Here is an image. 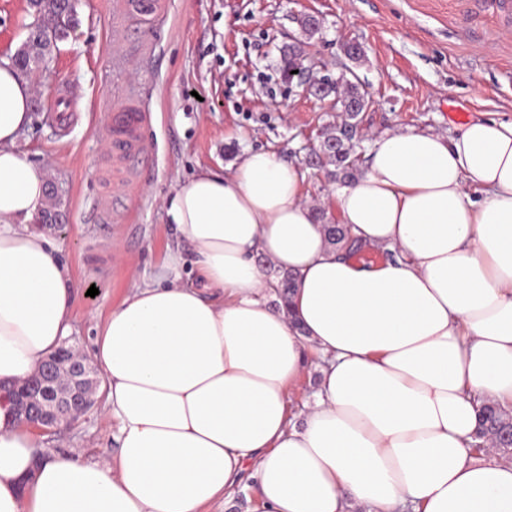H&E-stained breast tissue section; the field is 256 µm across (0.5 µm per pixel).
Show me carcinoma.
Wrapping results in <instances>:
<instances>
[{
    "mask_svg": "<svg viewBox=\"0 0 512 512\" xmlns=\"http://www.w3.org/2000/svg\"><path fill=\"white\" fill-rule=\"evenodd\" d=\"M30 3L37 15L50 17L52 24L30 27L26 40L12 55V64L23 72L39 67L57 47V43L67 37L74 16L73 0H30ZM280 60L282 79L293 80L296 75L292 71L302 67L305 50L300 44L283 46L280 48ZM311 95L320 100L334 99L336 109L342 115L340 121L322 133V144L312 152L306 165L311 169H325L334 180L349 183L358 175L353 156L359 142L358 113L350 111L349 105L366 99V94L350 77L339 76L332 85L311 87ZM315 218L323 224L326 240L332 248L349 257L362 250L363 244L352 236L348 226L328 221L321 211L315 212ZM273 288L277 300L286 305L296 288V278L289 273H278ZM488 437L497 442L499 451L506 455L512 453L511 410L495 404L481 407L472 447L482 446Z\"/></svg>",
    "mask_w": 512,
    "mask_h": 512,
    "instance_id": "1",
    "label": "carcinoma"
}]
</instances>
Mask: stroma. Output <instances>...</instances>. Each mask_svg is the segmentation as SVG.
<instances>
[{"label": "stroma", "instance_id": "obj_1", "mask_svg": "<svg viewBox=\"0 0 512 512\" xmlns=\"http://www.w3.org/2000/svg\"><path fill=\"white\" fill-rule=\"evenodd\" d=\"M161 22L118 27L116 0H75V23L34 73L33 122L17 146L58 188L61 214L43 230L59 244L78 285L75 353L93 340L134 280L154 278L178 240L165 201L203 168L232 167L248 149L302 162L338 120L280 76L279 49L303 43L308 64L339 74L345 43L369 106L358 116L366 157L386 132H458L477 118L512 120V28L471 0H166ZM319 16L306 38L301 15ZM38 20L28 0H0V59H10ZM64 96L76 117L61 130L50 112ZM136 97L149 120L133 180L112 172L111 124L101 106ZM98 288L88 296L89 288ZM116 424L103 396L52 434L48 453L89 462L114 457Z\"/></svg>", "mask_w": 512, "mask_h": 512}]
</instances>
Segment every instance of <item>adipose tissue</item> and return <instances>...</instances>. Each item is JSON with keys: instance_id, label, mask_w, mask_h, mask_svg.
Segmentation results:
<instances>
[{"instance_id": "ef3b65f1", "label": "adipose tissue", "mask_w": 512, "mask_h": 512, "mask_svg": "<svg viewBox=\"0 0 512 512\" xmlns=\"http://www.w3.org/2000/svg\"><path fill=\"white\" fill-rule=\"evenodd\" d=\"M34 90L0 63V386L73 332L75 286L36 227L46 181L17 146ZM301 181L250 149L175 187L191 260L169 254L93 341L114 462L45 455L0 406V512H208L246 470L259 512H512V463L470 450L482 404L512 409V121L373 140L335 199L337 223L390 252L377 264L328 245ZM284 270L286 309L270 288Z\"/></svg>"}]
</instances>
